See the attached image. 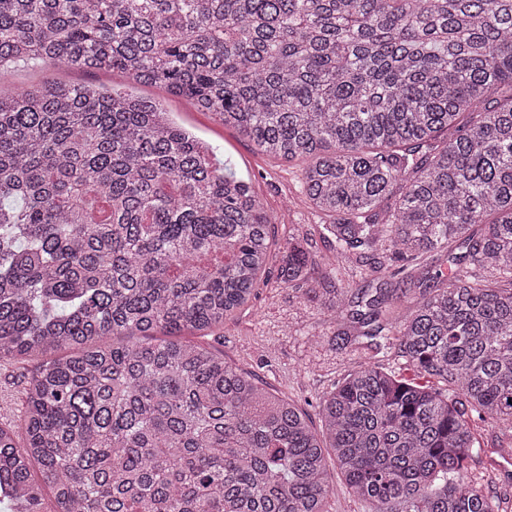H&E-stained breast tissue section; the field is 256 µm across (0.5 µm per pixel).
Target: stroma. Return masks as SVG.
Instances as JSON below:
<instances>
[{
  "label": "stroma",
  "instance_id": "35a3bbf8",
  "mask_svg": "<svg viewBox=\"0 0 512 512\" xmlns=\"http://www.w3.org/2000/svg\"><path fill=\"white\" fill-rule=\"evenodd\" d=\"M58 81L67 84L103 83L118 90L128 84L120 72L90 74L59 69L48 64H19L0 73V85L17 88L31 82ZM138 95L160 100L171 118L207 143L224 165L225 173L251 181L255 192L273 217L274 246L288 238L304 237L321 264L335 262L336 255L319 227L320 219L305 202L299 179V162H283L263 155L237 129L215 121L199 111L186 97L176 96L162 85L137 87ZM279 256H272L256 296L226 319L223 330L224 359L254 375L278 397L294 402L307 415L313 431H321L319 402L352 370L367 362L359 345L337 350L336 329L325 323L324 314L299 289L278 277ZM26 378L16 366L0 365V422L10 423L23 411L22 389ZM476 448L468 464L471 479L503 512H512V461L505 471L488 466L493 449L512 452V430L478 414L470 416Z\"/></svg>",
  "mask_w": 512,
  "mask_h": 512
}]
</instances>
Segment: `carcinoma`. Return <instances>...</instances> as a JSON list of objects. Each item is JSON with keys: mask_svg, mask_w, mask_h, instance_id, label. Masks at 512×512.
Instances as JSON below:
<instances>
[{"mask_svg": "<svg viewBox=\"0 0 512 512\" xmlns=\"http://www.w3.org/2000/svg\"><path fill=\"white\" fill-rule=\"evenodd\" d=\"M20 61L160 83L302 160L336 264L290 240L280 278L345 325L338 349L448 393L360 366L318 436L182 339L266 269L251 185L148 99L0 87V364L36 362L0 422L11 512H328V453L371 512H495L467 409L512 426V0H0V71ZM388 261L398 286H374Z\"/></svg>", "mask_w": 512, "mask_h": 512, "instance_id": "cac0c4a2", "label": "carcinoma"}]
</instances>
